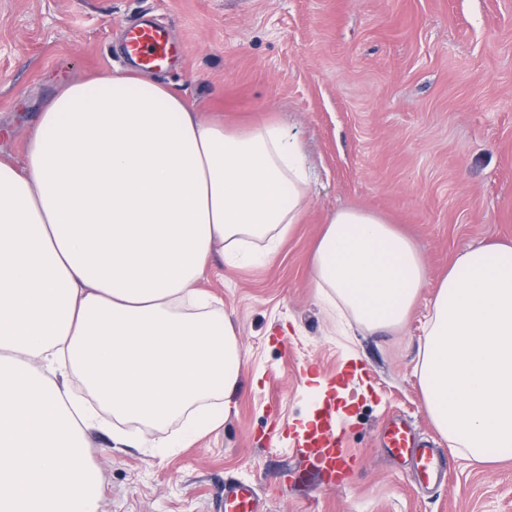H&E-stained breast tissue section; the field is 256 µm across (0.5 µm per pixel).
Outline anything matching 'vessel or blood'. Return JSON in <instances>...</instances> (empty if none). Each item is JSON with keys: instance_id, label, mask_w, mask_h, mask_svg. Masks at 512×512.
<instances>
[{"instance_id": "vessel-or-blood-1", "label": "vessel or blood", "mask_w": 512, "mask_h": 512, "mask_svg": "<svg viewBox=\"0 0 512 512\" xmlns=\"http://www.w3.org/2000/svg\"><path fill=\"white\" fill-rule=\"evenodd\" d=\"M123 50L125 57L143 71L155 72L168 68L185 52L183 44L173 41L168 30L149 20L126 28ZM385 446L393 453L410 455L422 480L443 478L433 449L418 446L410 426L397 420L384 433ZM304 464L320 475L326 488L346 485L347 475L354 461L345 448L336 427L332 411L319 416L316 425L308 431L303 447ZM224 512H261L259 498L250 485L234 483L225 486Z\"/></svg>"}]
</instances>
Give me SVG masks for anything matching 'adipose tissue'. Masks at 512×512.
<instances>
[{
	"mask_svg": "<svg viewBox=\"0 0 512 512\" xmlns=\"http://www.w3.org/2000/svg\"><path fill=\"white\" fill-rule=\"evenodd\" d=\"M308 187L281 123L225 129L133 71L61 86L23 165L0 159V512H98L86 434L100 412L113 443L157 455L223 423L245 352L202 284L215 258L269 261ZM312 273L369 328L402 324L429 277L408 238L356 208L328 217ZM416 374L450 447L512 456V246L456 259Z\"/></svg>",
	"mask_w": 512,
	"mask_h": 512,
	"instance_id": "ef3b65f1",
	"label": "adipose tissue"
}]
</instances>
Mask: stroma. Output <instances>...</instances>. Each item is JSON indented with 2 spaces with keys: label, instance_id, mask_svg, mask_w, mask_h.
Here are the masks:
<instances>
[{
  "label": "stroma",
  "instance_id": "obj_1",
  "mask_svg": "<svg viewBox=\"0 0 512 512\" xmlns=\"http://www.w3.org/2000/svg\"><path fill=\"white\" fill-rule=\"evenodd\" d=\"M153 17L184 58L156 74L225 126L278 120L303 145L309 207L275 257L216 263L246 353L237 410L175 454L88 434L99 512H212L231 482L264 512H512V458L475 464L434 427L415 374L440 279L471 246L512 244V0H0V157L22 163L43 106L70 81L124 67L122 26ZM382 216L423 252L429 283L399 326L369 329L319 300L312 254L329 215ZM341 382L351 481L299 473L309 379ZM405 418L446 463L420 482L384 449Z\"/></svg>",
  "mask_w": 512,
  "mask_h": 512
}]
</instances>
